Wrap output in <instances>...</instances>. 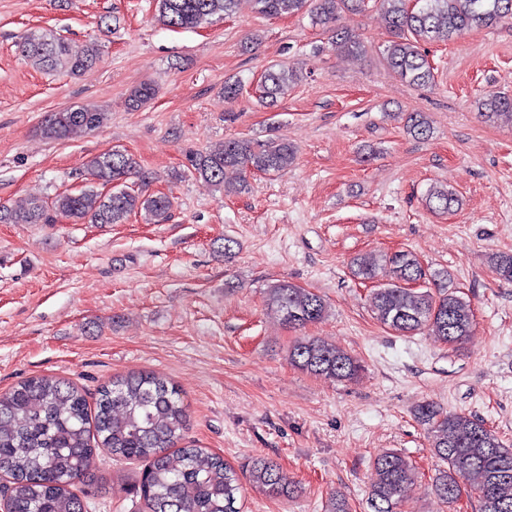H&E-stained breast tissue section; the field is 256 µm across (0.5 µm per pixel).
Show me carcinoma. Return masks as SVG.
<instances>
[{
	"mask_svg": "<svg viewBox=\"0 0 512 512\" xmlns=\"http://www.w3.org/2000/svg\"><path fill=\"white\" fill-rule=\"evenodd\" d=\"M241 0H156L165 24L172 29H194L210 18L230 15ZM262 16L309 14L312 24L331 34L336 48L365 51L364 41L346 20L365 11L366 0H250ZM385 12L389 40L382 57L395 77L416 86L435 80L424 46L448 42L480 27L512 20V0H375ZM21 53L35 65L77 74L98 60L93 44L73 45L51 31H32L19 43ZM300 79L294 69L274 64L263 74L260 97L272 104ZM155 87L142 83L127 97L131 109L145 106ZM489 119H512V96L498 92L478 103ZM106 114L90 106L48 114L42 134L62 141L76 130L95 131ZM406 132L425 138L430 122L421 112L406 116ZM295 147L285 138L264 140L227 138L218 146L189 156L191 171L224 187V170L276 173L291 167ZM139 174L135 158L119 149L91 157L85 167V185L77 193H62L51 201L34 199L22 208L0 204L1 224H53L59 215L75 224H123L135 213L149 221L168 217L172 203L164 195L145 196L126 182ZM433 213H449L459 206L457 193L432 186L425 196ZM496 273L512 280V254L493 259ZM390 267L391 279L374 289L371 304L376 319L399 336L428 330L443 342L461 345L471 335L474 311L464 297L450 290L433 293L411 288L438 277L417 255L400 250L379 260L373 255L354 259V276L374 281ZM267 306L282 324L302 330L322 320L325 300L318 294L283 281L269 286ZM289 362L313 375L339 382L358 379L362 366L342 349L316 337L303 336L289 349ZM187 410L180 393L166 378L152 372L117 376L98 390L89 407L77 386L62 378L33 377L0 393V474L7 478L8 504L13 512H85L84 490L75 483L91 470L97 451L105 449L124 460L141 461L145 468L139 490L147 512H242L237 506L239 476L224 457L194 445L169 453L187 426ZM414 417L425 426L430 448L444 463L434 478L436 494L446 502L457 500L464 484L479 503V512H512V448L503 445L483 421L451 414L433 403H423ZM377 475L368 495L369 512H399L413 466L403 453L388 450L374 462ZM249 483L272 497H288L295 485L270 460L248 467Z\"/></svg>",
	"mask_w": 512,
	"mask_h": 512,
	"instance_id": "obj_1",
	"label": "carcinoma"
}]
</instances>
